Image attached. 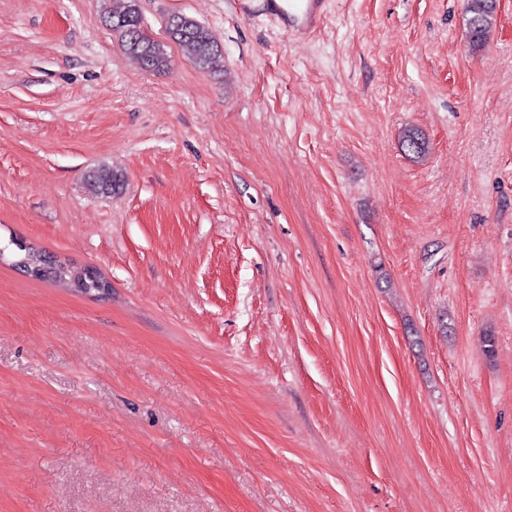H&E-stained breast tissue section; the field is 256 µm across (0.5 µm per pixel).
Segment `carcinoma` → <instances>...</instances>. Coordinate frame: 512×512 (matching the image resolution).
<instances>
[{
  "mask_svg": "<svg viewBox=\"0 0 512 512\" xmlns=\"http://www.w3.org/2000/svg\"><path fill=\"white\" fill-rule=\"evenodd\" d=\"M465 12L468 15L466 38L476 48L489 36L496 17V0H466ZM106 22L112 32L119 35L127 56L146 71L161 70L168 66L169 58L163 47L148 36L143 29L139 0H125L122 9L110 13ZM168 33L173 41L182 47L202 68L208 67L218 54L209 32L194 20L175 15L168 20ZM399 144L407 156L421 160L428 154V143L419 130L405 128L399 134ZM121 176L109 169L91 173L88 184L95 195H106L119 186ZM99 274L93 270L73 271L64 263H57L46 281L83 282L90 289L95 288Z\"/></svg>",
  "mask_w": 512,
  "mask_h": 512,
  "instance_id": "1",
  "label": "carcinoma"
}]
</instances>
